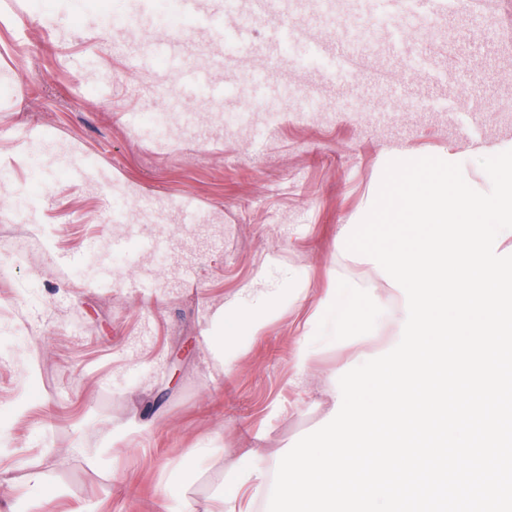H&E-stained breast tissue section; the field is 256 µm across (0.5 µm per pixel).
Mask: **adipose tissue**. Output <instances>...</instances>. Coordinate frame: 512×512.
I'll return each instance as SVG.
<instances>
[{
    "label": "adipose tissue",
    "mask_w": 512,
    "mask_h": 512,
    "mask_svg": "<svg viewBox=\"0 0 512 512\" xmlns=\"http://www.w3.org/2000/svg\"><path fill=\"white\" fill-rule=\"evenodd\" d=\"M360 297L370 307H384L385 300L370 285L355 281L349 282L347 288L329 289L323 308L317 309L310 317L311 322L318 323L324 318L326 310H335L333 333L337 339L347 338L354 312L343 304L344 297ZM209 328L205 343L211 360L215 365L231 367L239 355L243 338H257L263 331L267 318L248 313L227 314L224 307L208 315ZM266 476L257 471L247 461H240L227 474L221 500L224 512H249V489L260 488Z\"/></svg>",
    "instance_id": "obj_1"
}]
</instances>
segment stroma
<instances>
[{
	"label": "stroma",
	"mask_w": 512,
	"mask_h": 512,
	"mask_svg": "<svg viewBox=\"0 0 512 512\" xmlns=\"http://www.w3.org/2000/svg\"><path fill=\"white\" fill-rule=\"evenodd\" d=\"M99 0H0V447L10 477L28 472L60 489L39 512H175L161 489L179 488L200 512H220L216 493L246 449L254 467L275 463L333 418L328 390L355 366L383 355L399 334L377 310L353 322L360 348L330 342L308 324L327 288L356 280L397 295L342 240L377 195L386 164L424 156L461 164L474 189L491 181L479 164L512 147V0H460L450 25L411 27L386 0H329L333 17L313 21L315 0H298L299 26L286 60L242 51L232 35L155 24L145 0H120L138 16L133 33L107 26ZM366 17L374 37L354 58L369 82L361 96L312 82L313 48L348 36ZM180 39L186 62L211 84L238 81L235 107L172 94L178 79L134 71L133 46ZM262 72L274 94L247 82ZM321 106L308 111L304 91ZM262 104L268 116L225 136V115ZM193 112L205 136L163 117ZM37 144L50 167L32 173L22 155ZM95 193L74 179L85 158ZM191 203L224 233L200 232L185 278L146 253L175 241ZM121 267L97 257L101 242ZM38 280L42 304L28 312L19 291ZM277 314L227 371L203 336L209 307ZM312 357L297 374L293 354ZM212 456L191 468L189 448ZM114 446L100 469L88 456Z\"/></svg>",
	"instance_id": "1"
}]
</instances>
